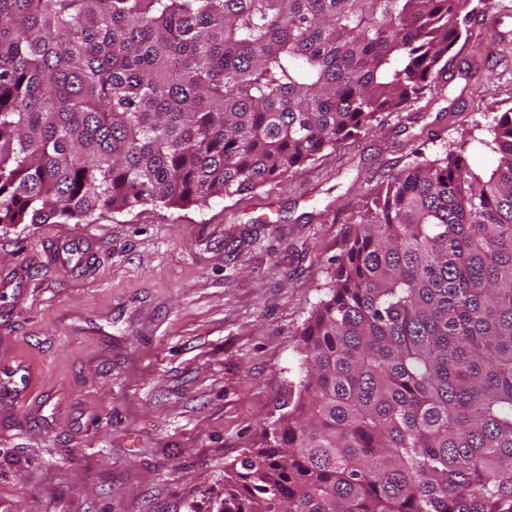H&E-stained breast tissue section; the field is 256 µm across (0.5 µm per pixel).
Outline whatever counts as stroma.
Returning <instances> with one entry per match:
<instances>
[{
    "instance_id": "stroma-1",
    "label": "stroma",
    "mask_w": 512,
    "mask_h": 512,
    "mask_svg": "<svg viewBox=\"0 0 512 512\" xmlns=\"http://www.w3.org/2000/svg\"><path fill=\"white\" fill-rule=\"evenodd\" d=\"M509 109L512 0H490L419 99L286 178L203 208L0 227V279L25 274L0 287V361L31 392L0 398V512H212L225 470L299 394V332L359 210L460 143L487 174ZM71 235L92 260L44 264Z\"/></svg>"
}]
</instances>
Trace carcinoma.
<instances>
[{
    "instance_id": "cac0c4a2",
    "label": "carcinoma",
    "mask_w": 512,
    "mask_h": 512,
    "mask_svg": "<svg viewBox=\"0 0 512 512\" xmlns=\"http://www.w3.org/2000/svg\"><path fill=\"white\" fill-rule=\"evenodd\" d=\"M472 0H0V225L205 207L419 98ZM391 175L216 512H512V110Z\"/></svg>"
}]
</instances>
